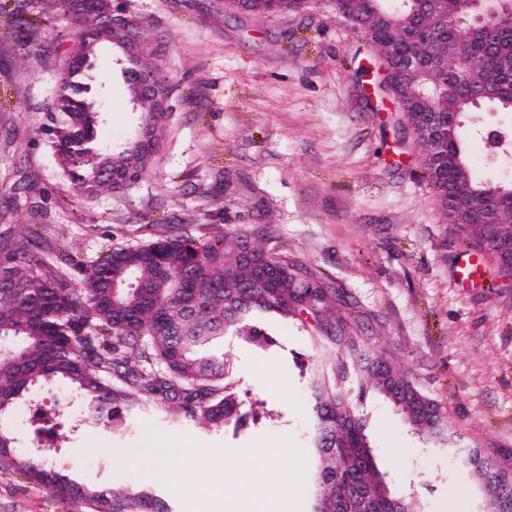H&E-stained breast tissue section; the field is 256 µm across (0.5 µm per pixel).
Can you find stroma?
<instances>
[{"label":"stroma","mask_w":512,"mask_h":512,"mask_svg":"<svg viewBox=\"0 0 512 512\" xmlns=\"http://www.w3.org/2000/svg\"><path fill=\"white\" fill-rule=\"evenodd\" d=\"M58 0H0V230L35 225L43 244L91 262L149 240L151 224H215L321 272L359 316L366 344L440 407L462 443L512 468V288L462 286L467 243L446 221L394 104L376 89L365 40L328 0L273 16L224 0H112L137 23L146 60L172 93L159 148L140 179L84 197L64 179L44 106L73 41ZM117 141L137 113L110 54L93 69ZM274 343L226 338L233 389L257 420L209 427L163 400L134 406L115 431L75 434L69 473L96 487L157 491L171 512H211L203 488L223 460L287 473L293 512H313L316 382L336 352L293 320L267 319ZM376 464L415 490L427 512H477L476 482L428 447L374 394L358 401ZM193 470L180 493L167 472ZM0 512H93L26 474L0 470Z\"/></svg>","instance_id":"35a3bbf8"}]
</instances>
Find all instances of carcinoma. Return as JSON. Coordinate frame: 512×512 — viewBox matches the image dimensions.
<instances>
[{"mask_svg": "<svg viewBox=\"0 0 512 512\" xmlns=\"http://www.w3.org/2000/svg\"><path fill=\"white\" fill-rule=\"evenodd\" d=\"M66 7L77 37L95 34L103 20L114 16L112 0H96L82 13L70 0ZM329 9L362 36L380 63L397 72L399 58L388 52L397 33L388 20L409 8L399 0H330ZM402 38L407 54H416L419 41L428 38L435 52L458 60L436 82L414 80V95L404 105L406 112H434L443 123L456 114L462 123L448 145V163L423 165L450 221L453 167L468 174L464 203L495 188L512 189L501 180L477 177L468 144L481 130L466 125L476 108L462 100L488 84L495 96L480 100L482 109L512 112V71L499 66L495 50L475 38L460 41L453 25L437 27L422 9L412 13ZM61 81L65 90L54 96L48 112L64 176L88 198L135 183L147 167L142 141L144 126L156 118L151 103L138 100L136 88L129 86L132 100L138 101L134 129L120 143H103L96 133L104 113L81 104L90 79L65 65ZM456 230L475 252L477 268L498 269L478 233L460 225ZM249 247L256 262L276 267L273 285L254 288L248 281L240 251ZM77 267L81 278L74 284L54 248L38 254L30 234L0 232V451L7 454L1 469L23 472L43 486L86 500L94 512H169L151 490L98 489L71 478L66 461L71 437L59 432L57 411L47 408L41 393L67 388L69 403L79 411L71 432L112 429L136 403L164 398L178 400L186 416L208 426H243L257 414L242 411L226 383L228 367L217 345L226 336H242L270 346L274 341L262 319L275 316L300 323L314 344L339 351L336 378L312 390L313 441L320 456L313 512H355L362 497L371 500L369 512H424L421 499L399 493L378 470L353 389L360 397L364 387H371L400 412L410 430L443 449L445 438L429 422L440 408L382 355L363 346L359 321L313 270L266 252L238 230L200 241L169 226L142 245L114 248L92 265ZM134 345L147 363L142 369L126 363L124 350ZM44 442L59 449L56 462L31 465ZM464 457L474 471L507 473L476 449H464Z\"/></svg>", "mask_w": 512, "mask_h": 512, "instance_id": "carcinoma-1", "label": "carcinoma"}]
</instances>
